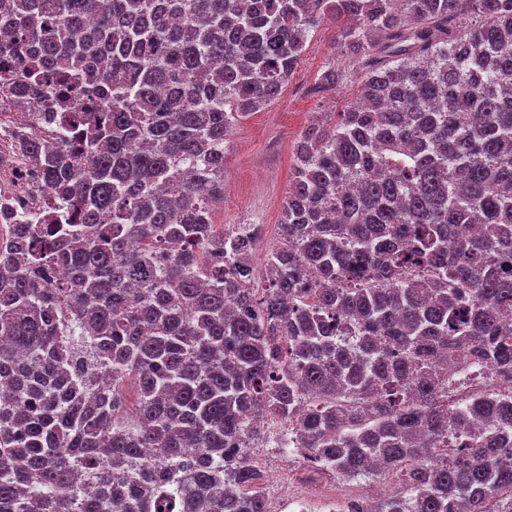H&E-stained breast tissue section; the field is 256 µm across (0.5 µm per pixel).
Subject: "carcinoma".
I'll return each mask as SVG.
<instances>
[{
    "label": "carcinoma",
    "instance_id": "cac0c4a2",
    "mask_svg": "<svg viewBox=\"0 0 512 512\" xmlns=\"http://www.w3.org/2000/svg\"><path fill=\"white\" fill-rule=\"evenodd\" d=\"M342 18L359 102L299 142L258 295L224 142ZM20 52L56 193L0 242V512H269L258 414L397 478L368 512H512V391L458 377L512 383V0H0Z\"/></svg>",
    "mask_w": 512,
    "mask_h": 512
}]
</instances>
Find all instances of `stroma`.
<instances>
[{
  "label": "stroma",
  "instance_id": "1",
  "mask_svg": "<svg viewBox=\"0 0 512 512\" xmlns=\"http://www.w3.org/2000/svg\"><path fill=\"white\" fill-rule=\"evenodd\" d=\"M336 32V22L329 20L312 31L308 48L280 96L242 119L229 135L224 161L227 191L212 218L228 229L237 224L261 225L263 238L258 253H265L279 242L294 149L314 114L319 112L328 120H335L337 112L357 96L354 58L337 44ZM331 67L337 69L341 79L335 90L320 91L318 79ZM280 471L283 485L299 492L313 490L323 496L341 494L348 483L377 500L384 497L389 484L388 479L371 475L346 483L296 463H281Z\"/></svg>",
  "mask_w": 512,
  "mask_h": 512
}]
</instances>
